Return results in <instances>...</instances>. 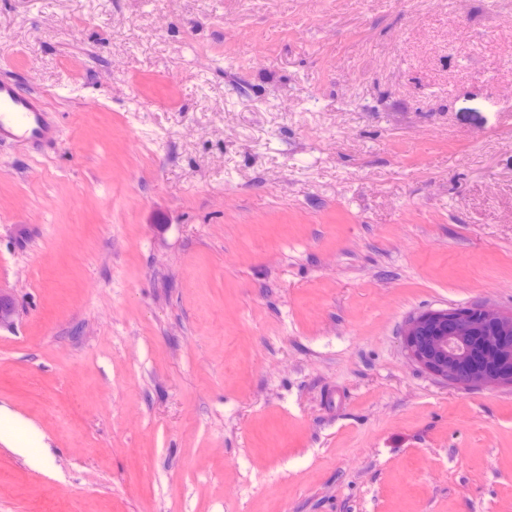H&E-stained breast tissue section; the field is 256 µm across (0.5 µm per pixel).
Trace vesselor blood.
<instances>
[{
    "instance_id": "vessel-or-blood-1",
    "label": "vessel or blood",
    "mask_w": 512,
    "mask_h": 512,
    "mask_svg": "<svg viewBox=\"0 0 512 512\" xmlns=\"http://www.w3.org/2000/svg\"><path fill=\"white\" fill-rule=\"evenodd\" d=\"M57 126L41 94L23 91L0 78V145L22 142L34 146L55 139Z\"/></svg>"
}]
</instances>
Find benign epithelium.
I'll return each instance as SVG.
<instances>
[{
	"instance_id": "benign-epithelium-1",
	"label": "benign epithelium",
	"mask_w": 512,
	"mask_h": 512,
	"mask_svg": "<svg viewBox=\"0 0 512 512\" xmlns=\"http://www.w3.org/2000/svg\"><path fill=\"white\" fill-rule=\"evenodd\" d=\"M16 314L14 298L0 290V324ZM407 359L452 386L512 388V312L484 304L428 309L401 332Z\"/></svg>"
}]
</instances>
